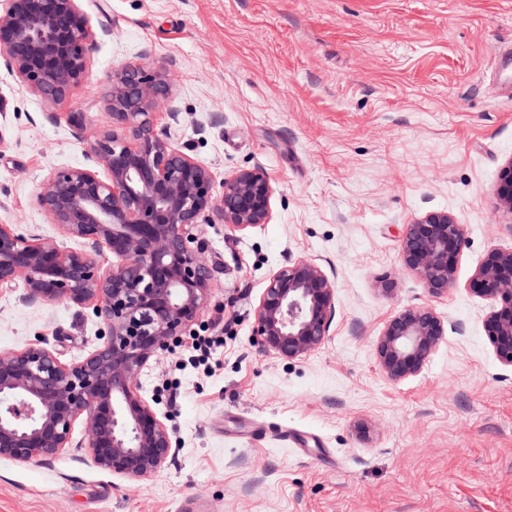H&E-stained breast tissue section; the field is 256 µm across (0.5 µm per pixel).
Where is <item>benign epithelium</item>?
I'll list each match as a JSON object with an SVG mask.
<instances>
[{
  "instance_id": "obj_1",
  "label": "benign epithelium",
  "mask_w": 512,
  "mask_h": 512,
  "mask_svg": "<svg viewBox=\"0 0 512 512\" xmlns=\"http://www.w3.org/2000/svg\"><path fill=\"white\" fill-rule=\"evenodd\" d=\"M96 32L78 0H0V53L30 91L71 108L72 87L88 81ZM106 100L112 128L89 146L105 175L83 168L51 171L36 204L73 250L0 225V288L21 281L33 302L92 307L102 343L66 364L45 346L0 355V457L47 462L72 447L77 420L95 465L134 480L153 477L171 454L166 425L141 394L139 374L192 326L212 278L200 225L218 218L233 231L267 224L275 193L255 167L224 177L175 148L156 129L160 96H169L165 61L112 69ZM498 207L512 215V160L502 169ZM465 227L446 211L406 225L403 267L432 295L455 284ZM107 248L113 262L95 253ZM472 291L496 303L484 328L497 359L512 367V250L492 249L475 270ZM335 316V283L318 263L297 260L269 279L255 313L262 346L287 360L319 348ZM448 325L429 306H409L385 324L376 355L385 378L419 375Z\"/></svg>"
}]
</instances>
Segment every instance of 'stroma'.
Wrapping results in <instances>:
<instances>
[{
  "label": "stroma",
  "instance_id": "35a3bbf8",
  "mask_svg": "<svg viewBox=\"0 0 512 512\" xmlns=\"http://www.w3.org/2000/svg\"><path fill=\"white\" fill-rule=\"evenodd\" d=\"M98 38L89 83L72 88L83 129L25 88L0 58V224L63 240L34 197L56 168L96 169L89 144L110 124L113 67L171 62L170 142L215 183L259 167L269 223L202 227L213 288L199 327L222 333L210 369L165 352L145 398L175 448L153 478L98 468L81 442L45 462L0 458V512H512V368L484 331L492 303L469 283L512 249L497 209L512 161V96L494 60L512 45V0H79ZM445 210L466 229L456 281L432 296L405 270L406 224ZM325 265L335 317L294 360L263 348L255 312L270 277ZM391 291H384L382 278ZM408 306L448 334L423 372L379 370L376 341ZM91 308L35 303L0 288V354L44 344L65 363L99 344ZM288 433L289 446L278 438Z\"/></svg>",
  "mask_w": 512,
  "mask_h": 512
}]
</instances>
